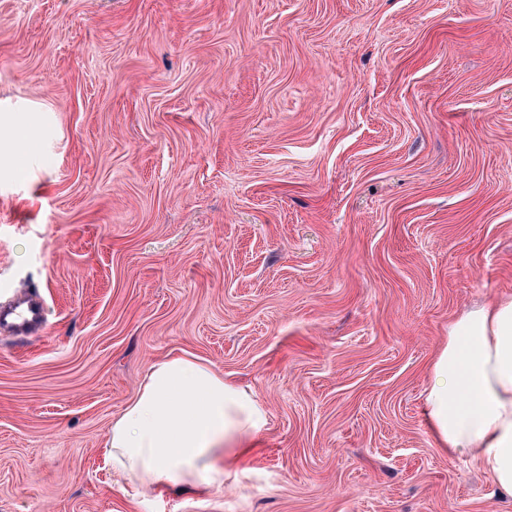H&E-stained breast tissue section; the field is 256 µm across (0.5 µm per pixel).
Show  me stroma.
I'll use <instances>...</instances> for the list:
<instances>
[{
	"instance_id": "1",
	"label": "stroma",
	"mask_w": 512,
	"mask_h": 512,
	"mask_svg": "<svg viewBox=\"0 0 512 512\" xmlns=\"http://www.w3.org/2000/svg\"><path fill=\"white\" fill-rule=\"evenodd\" d=\"M0 512H512L422 416L512 295V0H0ZM170 353L250 387L237 482L100 467ZM46 320L45 300L37 294L24 293L0 306V333L29 336L41 329Z\"/></svg>"
}]
</instances>
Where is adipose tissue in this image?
Wrapping results in <instances>:
<instances>
[{"mask_svg": "<svg viewBox=\"0 0 512 512\" xmlns=\"http://www.w3.org/2000/svg\"><path fill=\"white\" fill-rule=\"evenodd\" d=\"M430 377L422 414L439 449L475 462L512 497V296L450 321ZM267 422L249 388L204 359L169 355L113 419L102 467L146 491L220 488Z\"/></svg>", "mask_w": 512, "mask_h": 512, "instance_id": "obj_1", "label": "adipose tissue"}]
</instances>
